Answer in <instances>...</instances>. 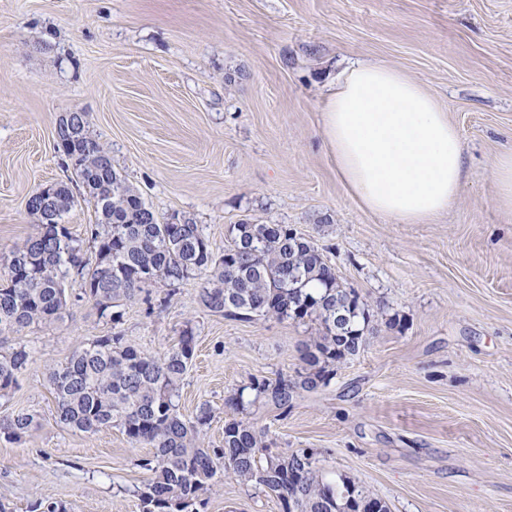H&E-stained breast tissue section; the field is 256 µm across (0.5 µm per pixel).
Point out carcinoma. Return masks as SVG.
Instances as JSON below:
<instances>
[{
  "instance_id": "carcinoma-1",
  "label": "carcinoma",
  "mask_w": 512,
  "mask_h": 512,
  "mask_svg": "<svg viewBox=\"0 0 512 512\" xmlns=\"http://www.w3.org/2000/svg\"><path fill=\"white\" fill-rule=\"evenodd\" d=\"M69 141L65 156L95 199L99 218L90 228L97 244L95 267L87 268L81 241L64 216L74 205L69 188L50 187L45 199H33L41 220L37 232L0 259V335L14 333V344L0 352V397L27 370L30 352L19 333L62 317L66 288L93 302L98 315L112 322L122 317L123 302L157 280L171 285L191 277L204 279L199 298L210 311L240 320L267 316L319 322L322 334L305 345L304 371L293 379L252 378L225 399L236 413L246 411L245 390L280 406L298 389L326 386L336 364L365 346L370 312L353 289L344 288L335 270L311 241L285 224H233L224 253L216 257L198 225L187 218L161 223L140 194L112 167V156L86 130L81 112L58 128ZM194 355L187 329L177 344L151 356L117 334L98 336L74 351L49 373L57 417L84 433L120 427L129 440L154 448L141 467L152 477L137 490L141 512H198L196 503L210 487L229 476L276 495L283 512H388L384 502L346 482L343 488L319 474L314 452L305 448L270 451L268 431L232 419L224 426V446L200 447L212 415L201 406L192 420L178 411L179 391ZM36 425L21 410L0 420V434L18 440Z\"/></svg>"
}]
</instances>
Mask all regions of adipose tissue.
I'll list each match as a JSON object with an SVG mask.
<instances>
[{"label":"adipose tissue","mask_w":512,"mask_h":512,"mask_svg":"<svg viewBox=\"0 0 512 512\" xmlns=\"http://www.w3.org/2000/svg\"><path fill=\"white\" fill-rule=\"evenodd\" d=\"M323 135L349 192L370 211L420 222L447 210L458 193V130L419 83L396 69H346L326 99Z\"/></svg>","instance_id":"ef3b65f1"}]
</instances>
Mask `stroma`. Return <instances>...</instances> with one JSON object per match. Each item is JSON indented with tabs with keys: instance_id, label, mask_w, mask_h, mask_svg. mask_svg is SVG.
<instances>
[{
	"instance_id": "stroma-1",
	"label": "stroma",
	"mask_w": 512,
	"mask_h": 512,
	"mask_svg": "<svg viewBox=\"0 0 512 512\" xmlns=\"http://www.w3.org/2000/svg\"><path fill=\"white\" fill-rule=\"evenodd\" d=\"M366 62L422 85L462 139L458 194L429 221L361 207L322 137L337 75ZM75 110L159 221L191 218L218 255L230 225H288L367 302V343L328 385L248 408L276 451L314 449L328 477L389 512H512V213L493 176L512 152V0H0V255L35 233L27 201L47 186L72 192L74 236L96 223L56 147ZM203 284L153 283L116 325L72 298L63 319L25 329L32 362L0 418L28 410L38 424L0 436L5 512H140L152 448L56 418L48 370L94 337L160 355L192 330L179 411L210 406L207 448L222 447L235 416L229 392L296 377L318 322L227 318L199 303ZM202 512L282 507L227 478Z\"/></svg>"
}]
</instances>
